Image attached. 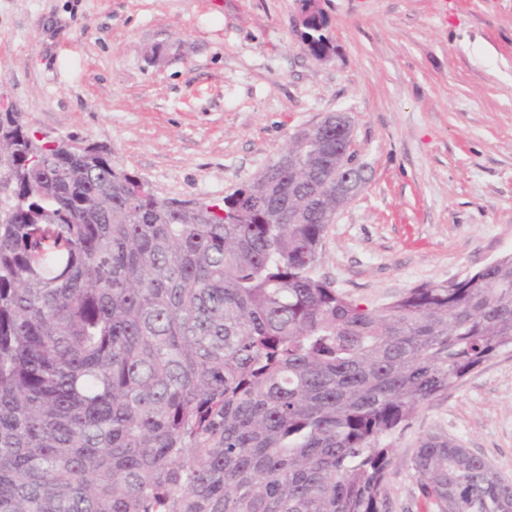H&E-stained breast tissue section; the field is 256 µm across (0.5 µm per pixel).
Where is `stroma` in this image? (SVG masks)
Listing matches in <instances>:
<instances>
[{
	"instance_id": "35a3bbf8",
	"label": "stroma",
	"mask_w": 512,
	"mask_h": 512,
	"mask_svg": "<svg viewBox=\"0 0 512 512\" xmlns=\"http://www.w3.org/2000/svg\"><path fill=\"white\" fill-rule=\"evenodd\" d=\"M328 61L296 0H0V97L40 134L109 149L158 196L220 199L296 130L348 113L365 182L317 275L372 306L512 253V0H321ZM445 433L512 479V351L389 442L387 491ZM306 32L301 36V40L309 55L317 61H320L325 55L330 57L334 50L333 38L329 34L331 32L329 18L323 9L318 15L312 16L310 29Z\"/></svg>"
}]
</instances>
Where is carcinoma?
<instances>
[{"label":"carcinoma","instance_id":"1","mask_svg":"<svg viewBox=\"0 0 512 512\" xmlns=\"http://www.w3.org/2000/svg\"><path fill=\"white\" fill-rule=\"evenodd\" d=\"M340 205L331 115L185 201L0 112V512H390L387 438L512 350V253L365 305L316 274ZM410 466L434 512H512L445 434Z\"/></svg>","mask_w":512,"mask_h":512}]
</instances>
